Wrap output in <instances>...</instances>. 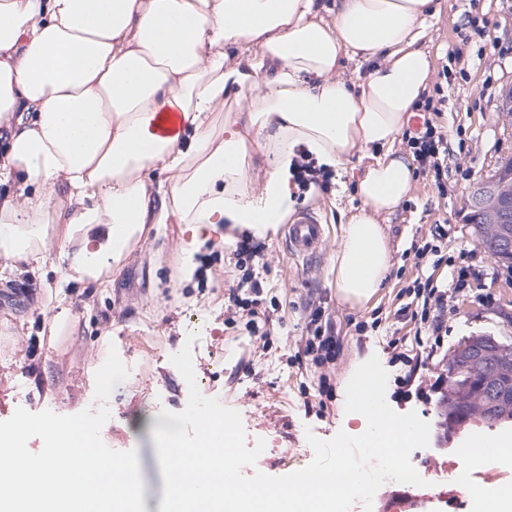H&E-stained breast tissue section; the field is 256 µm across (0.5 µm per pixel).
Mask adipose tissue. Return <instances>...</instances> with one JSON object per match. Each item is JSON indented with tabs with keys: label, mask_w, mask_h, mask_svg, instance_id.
<instances>
[{
	"label": "adipose tissue",
	"mask_w": 512,
	"mask_h": 512,
	"mask_svg": "<svg viewBox=\"0 0 512 512\" xmlns=\"http://www.w3.org/2000/svg\"><path fill=\"white\" fill-rule=\"evenodd\" d=\"M433 0H0V257L92 280L147 225L186 256L223 224L268 229L292 206L297 153L368 164L332 255L337 298L382 288V221L411 186L395 148L432 73ZM368 67L347 83L346 63ZM224 128L215 132L214 117ZM279 166L259 176L256 154ZM64 244L42 239L46 222Z\"/></svg>",
	"instance_id": "ef3b65f1"
}]
</instances>
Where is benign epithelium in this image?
I'll return each instance as SVG.
<instances>
[{"label":"benign epithelium","mask_w":512,"mask_h":512,"mask_svg":"<svg viewBox=\"0 0 512 512\" xmlns=\"http://www.w3.org/2000/svg\"><path fill=\"white\" fill-rule=\"evenodd\" d=\"M467 222L483 228L481 248L498 262L512 261V171L501 168L474 187L466 205ZM456 355L463 356L465 370L472 376L495 379L491 392L512 387V345L492 336H476ZM511 378L509 384L502 377Z\"/></svg>","instance_id":"obj_1"}]
</instances>
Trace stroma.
Instances as JSON below:
<instances>
[{"instance_id":"1","label":"stroma","mask_w":512,"mask_h":512,"mask_svg":"<svg viewBox=\"0 0 512 512\" xmlns=\"http://www.w3.org/2000/svg\"><path fill=\"white\" fill-rule=\"evenodd\" d=\"M425 45L430 52L431 82L441 85L445 102L440 123L448 131V158L443 188L431 174L413 173L405 200L384 226L392 267L383 288L366 304L340 302L333 285L331 255L339 242L344 212L360 204L357 176L364 164L352 158L349 171L330 173L326 189L293 188L294 211L320 216L325 235L316 255H289L286 228L276 225L260 235L258 257L245 260L236 249L239 231L221 245L205 242L193 255L197 272L184 280L178 224L147 227L139 241L99 280H66L53 259L34 269L0 275V421L17 408L73 415L84 410L95 391V373L109 347L135 372L116 385L107 406V446L136 449L143 502L160 512L164 480L153 433L166 425L163 411H182L188 385L170 357L189 333L194 368L208 397L237 410L248 446L264 441L255 467L280 477L308 465L314 451L307 433L328 440L338 432L357 436L361 421L345 410L346 386L355 370L378 357L388 374L386 399L399 413L416 412L430 425L429 444L415 449L411 462L425 484L419 494L434 495L427 512H479L473 491L512 486V459L466 454L474 435L497 441L512 436V423L490 424L471 417L452 435L438 425L436 401L397 396V379L406 368L391 363L387 336L413 341L424 368V387L446 376L440 357H429L427 330L395 319L417 274L409 246L429 237L435 225L448 227L449 264L466 262L472 274L448 302V336L443 350L453 353L468 338L491 335L512 343V269L497 263L479 246L473 225L464 219V204L473 185L491 176L498 162L512 155V126L497 118L502 91L512 88V0H438ZM259 275L278 317L271 330L274 344L250 374L245 365L253 340L241 328L224 325V295L246 273ZM330 313L339 347L329 371L332 401L326 418L305 415L301 387L316 388L314 367L290 361L294 340L306 333L316 306ZM466 472L470 491L455 480L436 478L439 468Z\"/></svg>"}]
</instances>
